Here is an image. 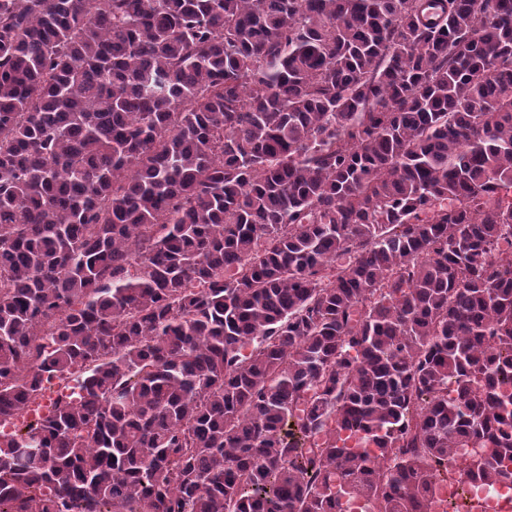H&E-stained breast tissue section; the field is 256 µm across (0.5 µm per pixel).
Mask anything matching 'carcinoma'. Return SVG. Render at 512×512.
<instances>
[{"mask_svg": "<svg viewBox=\"0 0 512 512\" xmlns=\"http://www.w3.org/2000/svg\"><path fill=\"white\" fill-rule=\"evenodd\" d=\"M431 9L0 0V512L512 486V0Z\"/></svg>", "mask_w": 512, "mask_h": 512, "instance_id": "cac0c4a2", "label": "carcinoma"}]
</instances>
